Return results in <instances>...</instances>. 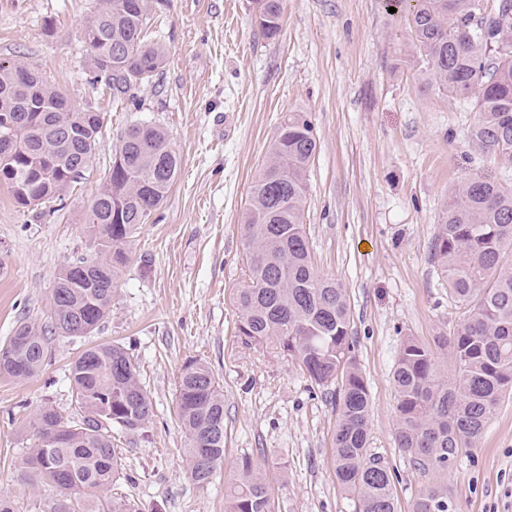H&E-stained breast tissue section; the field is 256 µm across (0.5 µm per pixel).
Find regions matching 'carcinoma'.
<instances>
[{
	"mask_svg": "<svg viewBox=\"0 0 512 512\" xmlns=\"http://www.w3.org/2000/svg\"><path fill=\"white\" fill-rule=\"evenodd\" d=\"M98 2L85 30L91 83L103 85L114 103L132 102L166 62L165 50L145 40L149 0ZM261 2L269 16L262 32L273 37L281 0ZM479 2L417 0L405 14L411 57L426 87L474 102L472 142L512 169V0H485L476 27ZM102 131L101 113L70 109L66 95L27 64L0 61V134L10 132L19 143L0 155V184L18 205L33 211L62 199L82 178ZM316 150L309 115L285 114L241 218L249 274L234 297L236 335L248 347L274 344L317 388L335 387L331 465L338 483L353 496L355 512H398L392 475L370 450L371 401L354 354L345 288L311 260L303 212ZM179 169L161 129L128 128L86 215L99 255L59 271L48 322L22 321L0 343V375L29 379L43 368L48 337L75 340L101 325L130 260L132 234L164 202ZM511 246L512 188L487 181L455 187L437 225L433 259L458 320L431 345L406 339L392 375L397 447L430 479L413 512H450L448 486L434 476L455 464L459 449L478 443L512 394V265L503 261ZM440 350L450 353L451 368L440 365ZM67 379L76 419L43 406L33 423L37 444L21 464L29 482L56 488L34 504L35 512H127L106 492L122 472L112 432H142L153 415L137 366L125 348L102 343L75 357ZM176 416L187 438L189 478L203 486L224 464V390L197 358L182 366ZM226 512H273L268 485L248 458L239 464Z\"/></svg>",
	"mask_w": 512,
	"mask_h": 512,
	"instance_id": "1",
	"label": "carcinoma"
}]
</instances>
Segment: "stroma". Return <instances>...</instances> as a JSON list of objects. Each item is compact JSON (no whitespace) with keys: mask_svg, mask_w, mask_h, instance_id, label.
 <instances>
[{"mask_svg":"<svg viewBox=\"0 0 512 512\" xmlns=\"http://www.w3.org/2000/svg\"><path fill=\"white\" fill-rule=\"evenodd\" d=\"M94 2L0 0V60L35 67L73 109L104 117L64 202L37 215L0 185V342L19 321L45 323L58 272L96 255L86 213L131 124L163 129L181 168L132 237L109 317L81 340L53 339L38 375L0 376V497L24 508L54 495L17 467L35 443L32 417L44 405L73 415L69 363L86 346L114 343L133 357L154 407L145 432L116 440L124 472L111 494L132 512H225L245 457L263 472L275 512H355L331 466L333 392L314 388L275 346L249 348L234 334L233 297L248 280V194L281 117L305 112L318 141L304 211L312 260L346 290L370 393V448L392 474L399 512H412L427 479L396 446L395 359L406 338L433 342L457 318L432 259L451 190L470 179L512 186V171L469 138L477 110L424 86L404 17L387 0H282L273 38L251 0H150L146 37L167 60L135 102L115 107L88 81ZM191 358L224 386V464L203 486L187 475L174 415ZM444 480L453 512H512V397Z\"/></svg>","mask_w":512,"mask_h":512,"instance_id":"1","label":"stroma"}]
</instances>
